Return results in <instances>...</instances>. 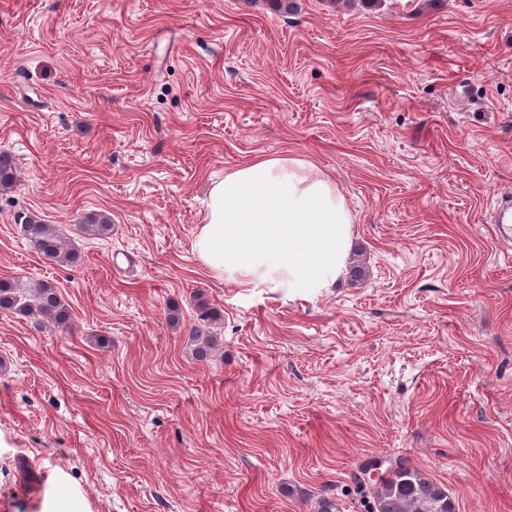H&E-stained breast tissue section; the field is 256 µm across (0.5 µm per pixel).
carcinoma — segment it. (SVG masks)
I'll list each match as a JSON object with an SVG mask.
<instances>
[{"label": "carcinoma", "mask_w": 512, "mask_h": 512, "mask_svg": "<svg viewBox=\"0 0 512 512\" xmlns=\"http://www.w3.org/2000/svg\"><path fill=\"white\" fill-rule=\"evenodd\" d=\"M15 182L13 156L0 152V189H9ZM18 225L23 236L45 260L71 266L82 264L80 253L53 225L31 216L18 217ZM78 229L88 236L103 237L112 232V224L107 215L88 212L81 216ZM0 309L38 317L57 328L66 326L70 319L57 288L44 281L0 280ZM199 319L202 324L192 329L190 340L193 355L203 361L212 355L218 343V337L211 331L216 312L204 304ZM373 499L374 512H454L448 491L405 462L399 463L387 479L374 487Z\"/></svg>", "instance_id": "obj_1"}]
</instances>
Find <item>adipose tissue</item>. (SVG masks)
<instances>
[{"label": "adipose tissue", "mask_w": 512, "mask_h": 512, "mask_svg": "<svg viewBox=\"0 0 512 512\" xmlns=\"http://www.w3.org/2000/svg\"><path fill=\"white\" fill-rule=\"evenodd\" d=\"M354 217L335 180L298 155L260 156L213 183L194 248L210 275L242 288L316 295L343 277ZM41 512H92L63 471Z\"/></svg>", "instance_id": "ef3b65f1"}]
</instances>
